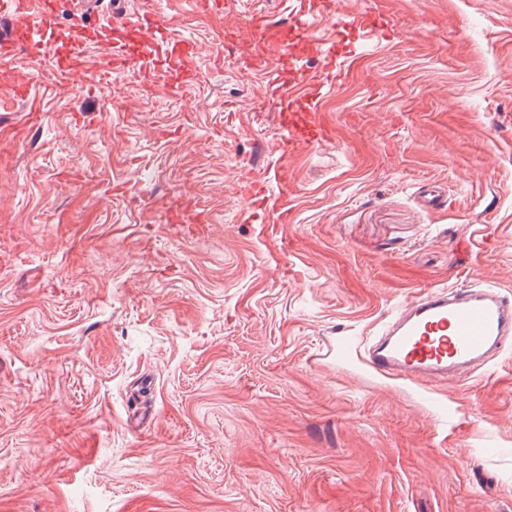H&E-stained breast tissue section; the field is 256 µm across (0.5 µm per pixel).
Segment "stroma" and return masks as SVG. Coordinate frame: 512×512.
I'll use <instances>...</instances> for the list:
<instances>
[{
  "label": "stroma",
  "mask_w": 512,
  "mask_h": 512,
  "mask_svg": "<svg viewBox=\"0 0 512 512\" xmlns=\"http://www.w3.org/2000/svg\"><path fill=\"white\" fill-rule=\"evenodd\" d=\"M223 3L126 0L201 45L156 51L189 95L99 88L112 0L73 87L25 53L29 101L0 80V512H512V345L428 388L361 360L425 289L512 292V0H343L373 34L310 17L332 50L304 65L346 73L314 113L241 64L246 14L293 40L299 0ZM281 114L332 130L289 159L284 223L245 200L277 189ZM179 198L208 223L167 221Z\"/></svg>",
  "instance_id": "obj_1"
}]
</instances>
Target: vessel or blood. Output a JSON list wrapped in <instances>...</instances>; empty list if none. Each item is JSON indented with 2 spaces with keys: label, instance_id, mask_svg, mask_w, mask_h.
I'll list each match as a JSON object with an SVG mask.
<instances>
[{
  "label": "vessel or blood",
  "instance_id": "obj_1",
  "mask_svg": "<svg viewBox=\"0 0 512 512\" xmlns=\"http://www.w3.org/2000/svg\"><path fill=\"white\" fill-rule=\"evenodd\" d=\"M92 8L91 0H71L70 17L75 28L67 56H53V75L63 85L84 71L87 44L81 30ZM13 14L11 30L0 37V62L8 63L27 47L25 37L54 30L58 9L40 0L35 16L17 11L13 0H0V15ZM124 24L146 38L163 28L155 13L125 14ZM154 48L146 46L130 59L121 44H114L107 67L113 73L135 69L152 87L181 95L198 81L193 70L168 72L154 64ZM321 123L311 127L282 128L278 149L282 163L275 173L280 189L288 187V158L313 142L324 139ZM512 341V296L500 287L477 278L451 286H434L419 297L397 306L369 343L362 358L373 372L394 379L426 382L455 376L465 380L487 365Z\"/></svg>",
  "mask_w": 512,
  "mask_h": 512
}]
</instances>
